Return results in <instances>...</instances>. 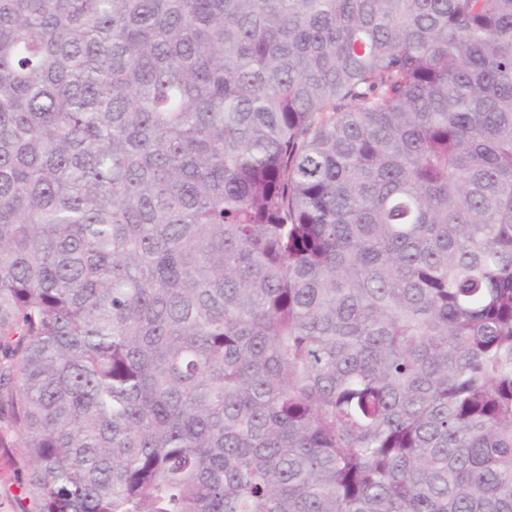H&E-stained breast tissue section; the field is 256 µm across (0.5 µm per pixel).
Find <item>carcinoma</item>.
<instances>
[{
	"instance_id": "carcinoma-1",
	"label": "carcinoma",
	"mask_w": 512,
	"mask_h": 512,
	"mask_svg": "<svg viewBox=\"0 0 512 512\" xmlns=\"http://www.w3.org/2000/svg\"><path fill=\"white\" fill-rule=\"evenodd\" d=\"M36 512H512V0H0V448Z\"/></svg>"
}]
</instances>
